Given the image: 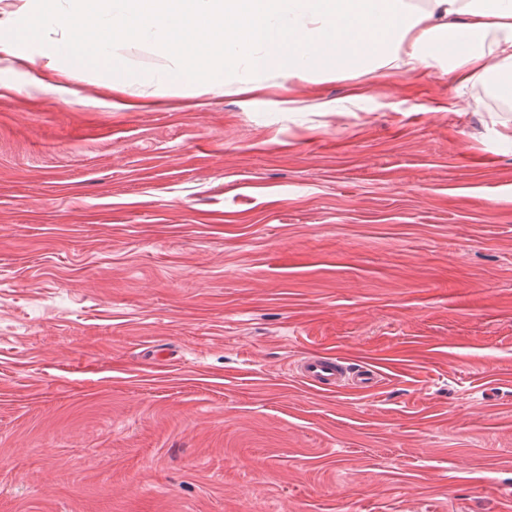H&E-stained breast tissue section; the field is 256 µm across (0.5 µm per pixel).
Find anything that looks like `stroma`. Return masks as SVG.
Returning a JSON list of instances; mask_svg holds the SVG:
<instances>
[{"label":"stroma","instance_id":"obj_1","mask_svg":"<svg viewBox=\"0 0 512 512\" xmlns=\"http://www.w3.org/2000/svg\"><path fill=\"white\" fill-rule=\"evenodd\" d=\"M123 56L124 110L0 67V512H512V109ZM308 353L381 383L317 391Z\"/></svg>","mask_w":512,"mask_h":512}]
</instances>
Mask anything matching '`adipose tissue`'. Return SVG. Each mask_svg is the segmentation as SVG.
I'll list each match as a JSON object with an SVG mask.
<instances>
[{"mask_svg":"<svg viewBox=\"0 0 512 512\" xmlns=\"http://www.w3.org/2000/svg\"><path fill=\"white\" fill-rule=\"evenodd\" d=\"M23 0L21 24L0 29V61L21 43L44 45L48 68L108 66L113 107L129 73L122 49L162 43L173 63L154 75L162 89L212 88L234 75L251 94L284 75L310 86L308 105L335 111L313 86L326 73L447 75L512 104V0Z\"/></svg>","mask_w":512,"mask_h":512,"instance_id":"ef3b65f1","label":"adipose tissue"}]
</instances>
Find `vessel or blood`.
<instances>
[{
	"label": "vessel or blood",
	"instance_id": "obj_1",
	"mask_svg": "<svg viewBox=\"0 0 512 512\" xmlns=\"http://www.w3.org/2000/svg\"><path fill=\"white\" fill-rule=\"evenodd\" d=\"M296 370L305 383L323 392L345 389L366 392L378 383L375 368L365 365L354 368L337 357H304L298 361Z\"/></svg>",
	"mask_w": 512,
	"mask_h": 512
}]
</instances>
